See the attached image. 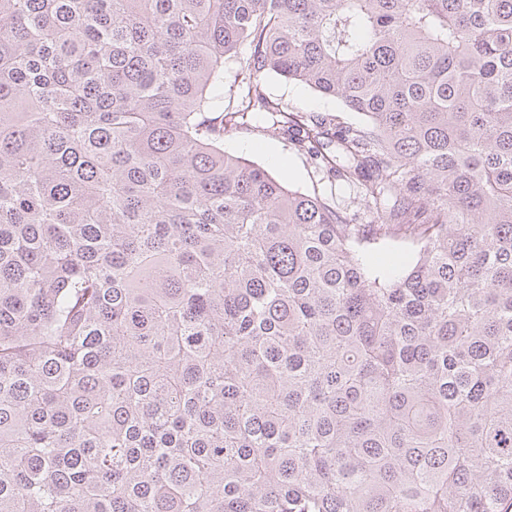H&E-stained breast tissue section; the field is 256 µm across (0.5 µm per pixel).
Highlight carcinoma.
Wrapping results in <instances>:
<instances>
[{
    "mask_svg": "<svg viewBox=\"0 0 512 512\" xmlns=\"http://www.w3.org/2000/svg\"><path fill=\"white\" fill-rule=\"evenodd\" d=\"M0 512H512V0H0ZM267 87L271 95L278 98L290 110L314 114L340 112L339 114L346 122L358 123L361 121L358 114L348 112L336 99L321 95L296 81L271 77L267 80ZM261 123L252 122L242 129L226 135L224 150L242 156L267 168L273 175L282 177L293 189L304 193H330L332 189L338 202L350 209L359 210L353 189L340 184L320 170L308 156L297 154L282 136H274L263 129Z\"/></svg>",
    "mask_w": 512,
    "mask_h": 512,
    "instance_id": "cac0c4a2",
    "label": "carcinoma"
}]
</instances>
